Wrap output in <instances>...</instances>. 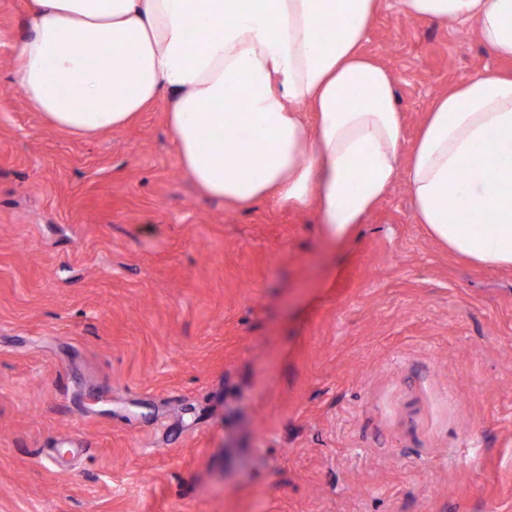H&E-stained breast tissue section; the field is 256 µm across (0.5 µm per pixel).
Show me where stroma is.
Here are the masks:
<instances>
[{"label":"stroma","instance_id":"1","mask_svg":"<svg viewBox=\"0 0 512 512\" xmlns=\"http://www.w3.org/2000/svg\"><path fill=\"white\" fill-rule=\"evenodd\" d=\"M0 0V512H512V271L428 237L398 182L347 239L181 172L158 102L78 137L8 79ZM410 152L432 101L512 72L385 0Z\"/></svg>","mask_w":512,"mask_h":512}]
</instances>
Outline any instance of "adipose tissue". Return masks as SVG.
Masks as SVG:
<instances>
[{
	"label": "adipose tissue",
	"instance_id": "obj_1",
	"mask_svg": "<svg viewBox=\"0 0 512 512\" xmlns=\"http://www.w3.org/2000/svg\"><path fill=\"white\" fill-rule=\"evenodd\" d=\"M512 59V0H397ZM381 0H31L12 85L54 128L118 131L158 101L181 171L230 206L315 207L349 236L397 181L428 235L512 269V75L430 106L408 158L390 71L361 45ZM315 122H307L306 112Z\"/></svg>",
	"mask_w": 512,
	"mask_h": 512
}]
</instances>
